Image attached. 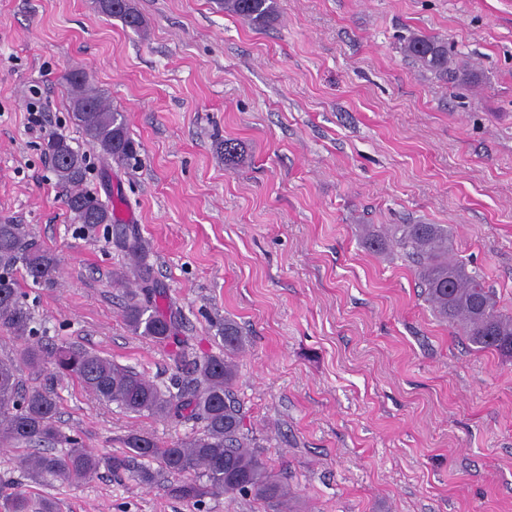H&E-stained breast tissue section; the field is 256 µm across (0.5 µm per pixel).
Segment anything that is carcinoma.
Wrapping results in <instances>:
<instances>
[{
    "label": "carcinoma",
    "mask_w": 512,
    "mask_h": 512,
    "mask_svg": "<svg viewBox=\"0 0 512 512\" xmlns=\"http://www.w3.org/2000/svg\"><path fill=\"white\" fill-rule=\"evenodd\" d=\"M98 9L136 32L144 27L131 0H98ZM278 9L279 0H224V11L254 27L270 24ZM404 52L420 69L439 80L458 78L448 42L437 36L414 34L405 39ZM63 80L68 86L73 118L88 143L118 162L133 159L135 142L123 113L107 106L103 94L85 72L69 70ZM47 146L54 175L67 189L64 204L74 219L89 232L102 225L112 228L116 245L133 260L141 293L132 294L126 305L127 326L134 334L157 344L182 348L185 340L179 336L177 314L170 307L162 309L157 305L153 266L147 261L144 242L125 225L112 223L114 207L83 188L86 154L60 135L49 137ZM368 240L369 246L377 250L396 246L404 252L416 268L425 299L436 317L455 326L476 350L512 357V315L499 309L489 288L469 273L464 263L449 257L448 227L396 224L387 235L371 233ZM19 263L33 283L56 284V255L37 243L24 225L1 221L0 327L29 341L37 330L16 276ZM219 335L224 341V354H209L193 361L196 385L191 388L175 377L164 390L131 368L84 348L62 344L45 351L37 344L25 346L15 358L0 359V447H43L20 460V468L35 482L49 479L79 484L103 466L116 477L127 475L151 485L157 472L137 463L139 459H151L171 478L169 493L179 500L197 503L215 493L250 495L274 503L279 512H295L290 488L251 446L244 432V415L232 392L236 370L231 355L242 349L244 338L229 321L221 325ZM46 362L60 376H76L105 403L133 413L200 421L203 429L197 435L163 446L147 435L130 434L123 439L125 452L94 456L80 437L67 435L56 425L58 400L53 389L23 386L22 368L39 374ZM58 445L64 450L56 451ZM0 499L4 512H58L55 500H34L20 492H8L2 483Z\"/></svg>",
    "instance_id": "cac0c4a2"
}]
</instances>
